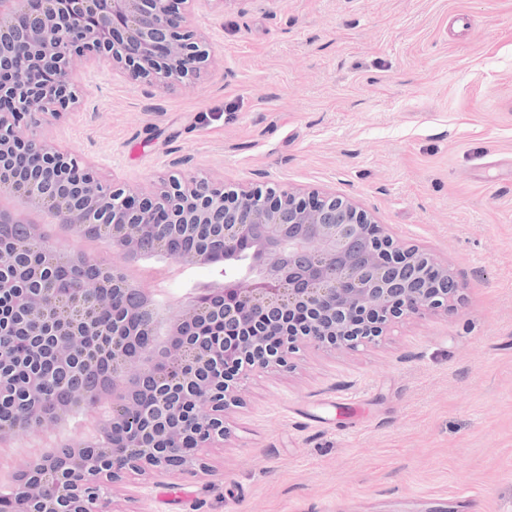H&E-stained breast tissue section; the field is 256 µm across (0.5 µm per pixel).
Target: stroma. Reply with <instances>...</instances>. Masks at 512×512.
Returning a JSON list of instances; mask_svg holds the SVG:
<instances>
[{
    "mask_svg": "<svg viewBox=\"0 0 512 512\" xmlns=\"http://www.w3.org/2000/svg\"><path fill=\"white\" fill-rule=\"evenodd\" d=\"M192 80L73 73L44 133L106 178L334 193L463 288L381 343L258 370L194 475L116 512H512V0H198Z\"/></svg>",
    "mask_w": 512,
    "mask_h": 512,
    "instance_id": "obj_1",
    "label": "stroma"
}]
</instances>
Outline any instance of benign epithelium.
<instances>
[{
    "label": "benign epithelium",
    "mask_w": 512,
    "mask_h": 512,
    "mask_svg": "<svg viewBox=\"0 0 512 512\" xmlns=\"http://www.w3.org/2000/svg\"><path fill=\"white\" fill-rule=\"evenodd\" d=\"M187 0H0V224H20L24 210L45 212L80 232L93 225L109 235L123 259L171 257L174 238L202 239L175 259L224 265V280L194 288L169 322L153 293L112 271V293L126 298L125 315L107 329L97 312L110 305L100 285L60 296L41 269L24 289L28 319L56 337L61 366L88 362L87 340L112 335V373L101 385L68 387L66 410L96 404L112 388V421L100 437L65 454L16 463L0 512H110L107 490L128 474L184 473L201 466L204 448H222L224 418L240 402L246 373L287 364L298 344L352 349L374 344L396 319L448 307L462 284L448 266L417 248H400L366 211L334 194L303 195L279 185L228 188L198 173L170 176L157 189L134 191L98 178L78 156L38 131L78 102L70 73L96 55L135 82L173 83L197 76L207 61L185 27ZM26 154L25 173L3 170ZM26 240L43 266H75L40 232ZM250 246L247 253L239 245ZM17 266L0 247V303L15 288L4 277ZM456 285L448 294V282ZM154 387L148 405L136 396ZM31 420L41 412L37 376L19 383Z\"/></svg>",
    "instance_id": "obj_1"
}]
</instances>
